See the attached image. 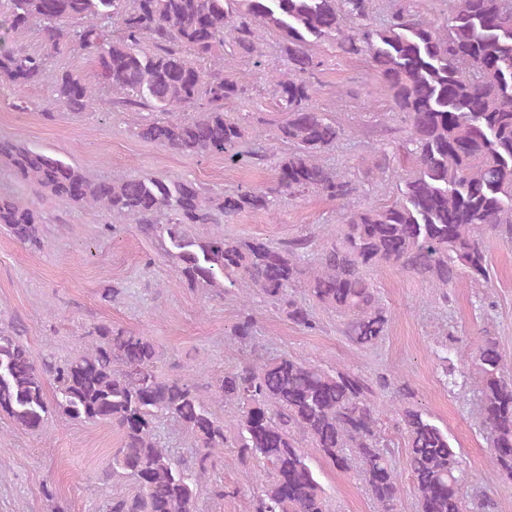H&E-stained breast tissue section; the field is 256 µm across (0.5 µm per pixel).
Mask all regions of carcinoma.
I'll use <instances>...</instances> for the list:
<instances>
[{
  "mask_svg": "<svg viewBox=\"0 0 512 512\" xmlns=\"http://www.w3.org/2000/svg\"><path fill=\"white\" fill-rule=\"evenodd\" d=\"M34 25L46 53L8 43L10 34ZM267 32L278 34L287 62L285 71L269 75L286 113L275 124V138L288 145L275 165L274 186L214 194L191 180L94 178L0 138V166L33 192L31 199L0 192V228L26 247L41 248L42 202L48 197L125 220L161 241L186 287L218 297L231 288L245 291L243 312L231 329L240 343L255 340L249 311L254 295L295 326L314 331V313L294 295L302 286L343 320L353 344L368 348L385 336L390 314L366 269L396 266L428 281L445 301L463 274L473 283L488 281L485 235L512 242V0H460L446 25L426 18L417 0H395L379 25L373 23V0H0V77L20 89L36 86L51 54L77 46L95 57L98 83L63 72L54 79L48 108L79 114L107 87L115 93L113 105L160 114L138 124L141 139L186 156L235 160L246 128L227 108L244 88L224 74L222 60L239 55L262 65ZM326 40L350 57L367 58L390 112L402 122L382 126L374 157L354 173L319 160L340 135L312 103V79L323 67L313 46ZM216 60L219 65L205 68ZM189 109L195 115L176 116ZM400 132L415 170L393 202L359 205L361 178L385 172L387 141ZM309 193L347 209L336 235L318 240L298 234L271 243L220 232L188 234L191 226L271 212ZM86 338L85 350L73 358L37 360L16 329L0 327V414L31 433L43 430L52 410L118 426L121 447L105 476L125 478L136 491L105 500L99 512H196L202 493L224 498V484L207 478L226 448L237 449L240 462L255 460L269 472L249 500V512H327L306 447L339 470L355 472L378 512H395L402 486L376 405L377 390L388 387L385 378L290 356L227 370L214 398L238 408L237 433L230 435L198 386L157 374L159 350L149 337L99 324ZM439 361L448 389L467 385L466 372L448 353ZM464 361L476 371L490 462L511 480L512 377L491 336L479 337ZM48 380L56 386L52 406ZM411 399L407 389H398L391 408L406 435L417 512H497L492 497L466 486L448 432ZM166 421L194 439L189 457L177 459L161 445Z\"/></svg>",
  "mask_w": 512,
  "mask_h": 512,
  "instance_id": "cac0c4a2",
  "label": "carcinoma"
}]
</instances>
